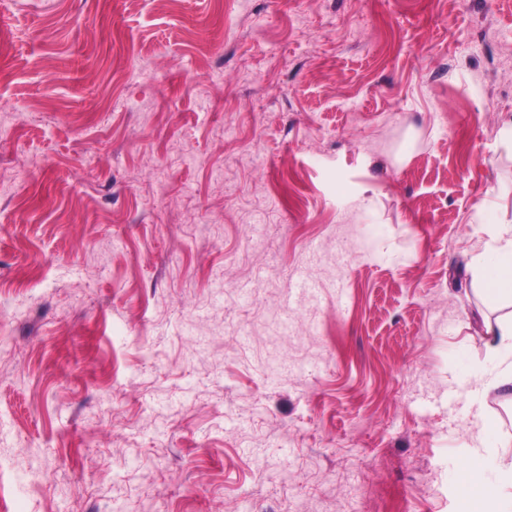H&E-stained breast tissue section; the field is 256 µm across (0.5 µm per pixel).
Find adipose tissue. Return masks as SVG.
<instances>
[{
    "mask_svg": "<svg viewBox=\"0 0 512 512\" xmlns=\"http://www.w3.org/2000/svg\"><path fill=\"white\" fill-rule=\"evenodd\" d=\"M485 232L487 240L470 265L481 278L486 301L508 308L507 314L485 324L494 339L491 353L500 365L495 376L482 385L489 391L512 385V225L489 224Z\"/></svg>",
    "mask_w": 512,
    "mask_h": 512,
    "instance_id": "1",
    "label": "adipose tissue"
}]
</instances>
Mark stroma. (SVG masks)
<instances>
[{
  "instance_id": "stroma-1",
  "label": "stroma",
  "mask_w": 512,
  "mask_h": 512,
  "mask_svg": "<svg viewBox=\"0 0 512 512\" xmlns=\"http://www.w3.org/2000/svg\"><path fill=\"white\" fill-rule=\"evenodd\" d=\"M512 0H0V512H461L512 400ZM488 236L470 265L480 276L485 300L493 306H512V225H485ZM486 332L493 336L491 354L499 361L500 370L482 384V392L512 385V312L499 316L494 322L486 319Z\"/></svg>"
}]
</instances>
